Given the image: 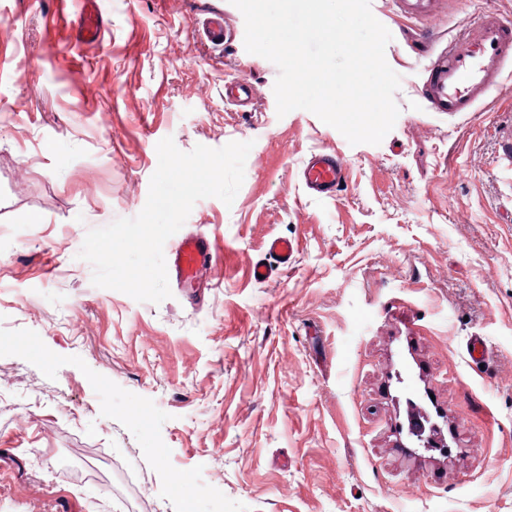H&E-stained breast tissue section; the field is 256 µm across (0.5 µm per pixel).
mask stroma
<instances>
[{"instance_id": "obj_1", "label": "stroma", "mask_w": 512, "mask_h": 512, "mask_svg": "<svg viewBox=\"0 0 512 512\" xmlns=\"http://www.w3.org/2000/svg\"><path fill=\"white\" fill-rule=\"evenodd\" d=\"M70 2L0 0V512H512V79L456 115L423 94L512 0L421 22L371 0L401 78L377 145L278 116L230 0H99L96 44ZM217 10L221 47L199 32ZM242 78L245 109L224 98ZM168 136L252 148L233 204L180 229L215 239L197 288L138 302L78 254L139 214ZM318 150L335 196L301 180ZM272 237L298 251L255 280ZM306 188L318 196H333L345 181V172L335 153H312L302 167Z\"/></svg>"}]
</instances>
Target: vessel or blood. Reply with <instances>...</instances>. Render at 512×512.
Wrapping results in <instances>:
<instances>
[{
	"instance_id": "obj_1",
	"label": "vessel or blood",
	"mask_w": 512,
	"mask_h": 512,
	"mask_svg": "<svg viewBox=\"0 0 512 512\" xmlns=\"http://www.w3.org/2000/svg\"><path fill=\"white\" fill-rule=\"evenodd\" d=\"M439 0H394L400 14L409 19L429 16ZM102 15L98 0H83L81 37L94 43L100 38ZM473 37L457 36L432 62L425 81V98L431 111L451 115L471 112L497 90L504 75L512 73V26L491 15L479 16ZM306 188L318 196L335 195L345 172L335 153L311 154L302 167ZM296 247L276 237L266 246L268 259L256 263L254 273L267 277L272 266L292 263ZM214 242L204 234H189L170 247L169 260L180 285H191L200 268L214 259Z\"/></svg>"
}]
</instances>
